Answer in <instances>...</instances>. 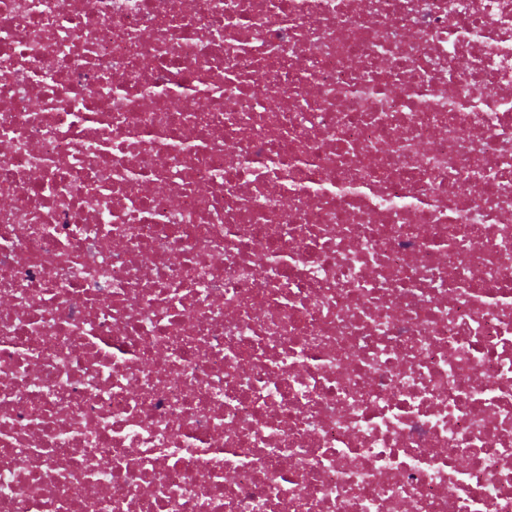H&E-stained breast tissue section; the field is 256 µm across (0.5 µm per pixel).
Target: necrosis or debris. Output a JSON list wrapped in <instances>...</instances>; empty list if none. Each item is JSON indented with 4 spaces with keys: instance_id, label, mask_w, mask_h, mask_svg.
I'll list each match as a JSON object with an SVG mask.
<instances>
[{
    "instance_id": "4bbe7bcc",
    "label": "necrosis or debris",
    "mask_w": 512,
    "mask_h": 512,
    "mask_svg": "<svg viewBox=\"0 0 512 512\" xmlns=\"http://www.w3.org/2000/svg\"><path fill=\"white\" fill-rule=\"evenodd\" d=\"M0 197V512H512V0H0Z\"/></svg>"
}]
</instances>
